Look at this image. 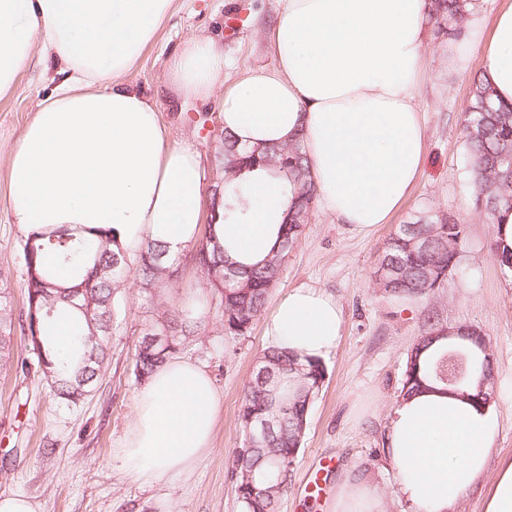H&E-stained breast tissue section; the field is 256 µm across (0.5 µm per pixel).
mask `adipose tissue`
Listing matches in <instances>:
<instances>
[{"mask_svg":"<svg viewBox=\"0 0 512 512\" xmlns=\"http://www.w3.org/2000/svg\"><path fill=\"white\" fill-rule=\"evenodd\" d=\"M175 0H0V97L34 67L56 78L9 149L7 206L24 232L111 230L113 250L154 243L177 257L201 229L203 170L173 146L157 104L124 81ZM428 0H280L267 36L273 67L224 82L218 38L192 37L166 78L176 97L216 100L238 147L282 146L302 136L320 208L352 231L387 223L425 158L416 96L429 35ZM448 62L479 58L497 102L512 105V5L485 22L467 0ZM248 221L222 226L229 257L251 265L277 246L294 185L256 170L243 176ZM343 312L321 288L280 298L264 320L268 348L322 360L342 336ZM224 396L195 361L167 360L135 395L116 459L145 486L176 487L213 448ZM491 411L441 393L400 400L386 459L411 512H448L485 473Z\"/></svg>","mask_w":512,"mask_h":512,"instance_id":"1","label":"adipose tissue"}]
</instances>
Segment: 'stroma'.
Returning <instances> with one entry per match:
<instances>
[{
  "label": "stroma",
  "mask_w": 512,
  "mask_h": 512,
  "mask_svg": "<svg viewBox=\"0 0 512 512\" xmlns=\"http://www.w3.org/2000/svg\"><path fill=\"white\" fill-rule=\"evenodd\" d=\"M279 0H176L172 16L127 75V83L154 100L173 145L192 146L205 179H212L215 146L224 135L216 103L177 101L165 84V65L185 39L214 35L224 43V81L272 67L266 34ZM417 96L424 111L426 156L405 202L389 223L358 235L313 207L305 230L284 258L269 295L276 303L299 286L322 288L342 306L344 329L324 362L326 380L311 405L292 480L276 512H333L346 476L379 492L384 512H409L397 495L384 457L388 416L396 406L411 350L428 320L481 328L489 340L494 376V449L488 470L453 512H482L484 492L501 462L512 459V273L494 260L496 227L475 206L461 123L478 59L449 67L447 42L431 38L422 56ZM46 81L33 71L0 99V273L8 280L13 319L25 314L22 255L25 237L7 211L8 148L34 116ZM452 214L465 227L457 268L430 297L396 298L376 284L379 257L390 234L420 213ZM179 275L144 293L136 278L120 292L103 369L78 403L57 398L41 374L16 365L0 368V493L21 494L37 512H238L229 462L242 444L237 423L243 388L265 350L263 324L234 336L224 331L220 296L189 259ZM194 321L177 356L198 362L224 396L214 451L179 488L142 486L116 467L129 434L139 387L135 347L144 329L166 318ZM321 480L322 493L311 494Z\"/></svg>",
  "instance_id": "obj_1"
}]
</instances>
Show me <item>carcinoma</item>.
<instances>
[{
  "label": "carcinoma",
  "instance_id": "cac0c4a2",
  "mask_svg": "<svg viewBox=\"0 0 512 512\" xmlns=\"http://www.w3.org/2000/svg\"><path fill=\"white\" fill-rule=\"evenodd\" d=\"M436 34L445 38L461 33L464 0H430ZM463 141L469 171L476 189V208L494 217L502 207H512V107L495 102L492 88L482 80L473 82L470 102L464 111ZM217 167L224 175L236 176L243 169L261 168L276 179L285 175L298 186L300 202L291 207L282 221V235L276 250L260 263L241 268L224 254L216 227L243 219L248 212L247 188L239 185L228 193L214 184L209 195L206 241L196 247L193 261L210 287L221 295L224 330L244 335L251 329L279 279L282 259L298 242L308 221L314 186L302 165L301 144L295 140L284 147L264 151H239L222 141L215 151ZM464 227L452 216L422 213L402 224L388 238L379 262L394 273L378 287L397 298H425L439 287L457 267L463 246ZM500 267L512 272V246L500 236L490 243ZM22 254L26 267V306L70 310L79 333L73 349L64 357L54 347L53 317L39 318L38 326L21 325L28 352L18 357L20 367L41 373L58 398L77 403L108 356L112 308L118 290L135 272L141 288L148 292L174 279L176 261L165 258L152 244L140 252L136 269L126 257L112 250V234L107 229L74 230L59 226L50 232L25 237ZM66 267L70 280L61 283L57 271ZM12 322L10 309L0 300V354L10 347L11 332L3 325ZM448 327L430 326L411 351L400 397L425 390L447 388ZM183 330L172 328L171 344L163 349L142 336L136 348L134 376L147 379L180 345ZM262 365L273 370L270 380L253 376L244 389L238 422L244 432L243 444L235 450L230 476L235 484L240 512H275L278 499L287 492L293 465L308 426L309 408L325 383L322 361L296 354L266 351ZM469 370L492 378L490 361L483 354L471 356ZM271 418L274 425L262 433L259 418Z\"/></svg>",
  "mask_w": 512,
  "mask_h": 512
}]
</instances>
